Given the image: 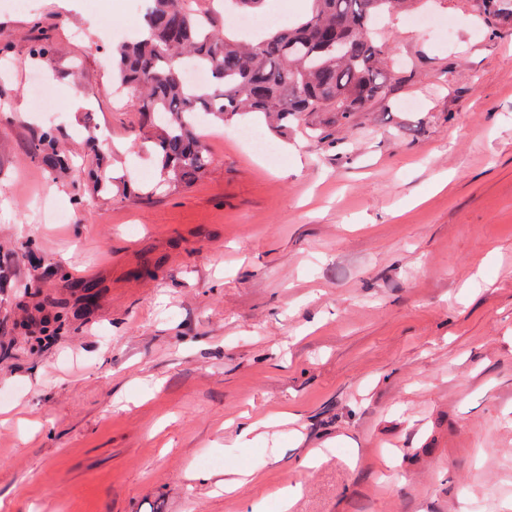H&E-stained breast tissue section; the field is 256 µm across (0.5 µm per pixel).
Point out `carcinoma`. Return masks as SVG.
<instances>
[{
  "label": "carcinoma",
  "mask_w": 512,
  "mask_h": 512,
  "mask_svg": "<svg viewBox=\"0 0 512 512\" xmlns=\"http://www.w3.org/2000/svg\"><path fill=\"white\" fill-rule=\"evenodd\" d=\"M311 2L305 17L244 41L224 0H210L204 11L191 9L188 0H150L141 37L114 51L112 67L120 85L139 96L135 140L151 144L162 180L188 187L205 173L211 162L202 142L206 117L222 122L258 114L277 135L302 121L322 140L387 96L391 72L376 21L418 0ZM478 3V18L489 27L512 21V0ZM193 65L210 72L208 84H187L185 69ZM56 143L54 130L44 129L31 158L47 170L64 167Z\"/></svg>",
  "instance_id": "obj_1"
}]
</instances>
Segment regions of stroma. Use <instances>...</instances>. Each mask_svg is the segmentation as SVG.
I'll return each instance as SVG.
<instances>
[{"mask_svg": "<svg viewBox=\"0 0 512 512\" xmlns=\"http://www.w3.org/2000/svg\"><path fill=\"white\" fill-rule=\"evenodd\" d=\"M476 9L385 18L391 91L335 143L265 131L272 166L237 117L169 188L101 11L0 7V512H282L286 485L289 512H512V27ZM47 127L59 174L29 156Z\"/></svg>", "mask_w": 512, "mask_h": 512, "instance_id": "stroma-1", "label": "stroma"}]
</instances>
